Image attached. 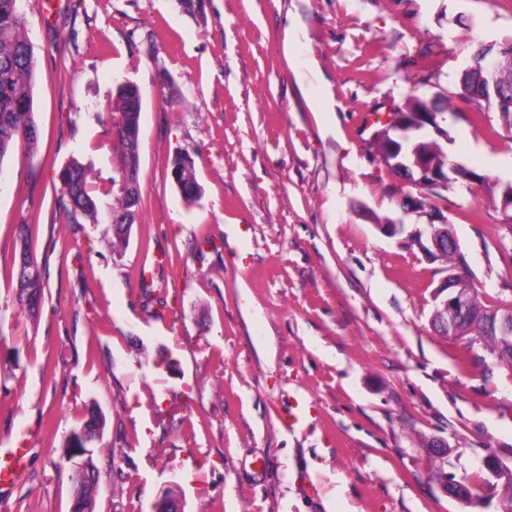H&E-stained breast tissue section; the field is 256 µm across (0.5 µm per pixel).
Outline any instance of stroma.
Listing matches in <instances>:
<instances>
[{"mask_svg":"<svg viewBox=\"0 0 512 512\" xmlns=\"http://www.w3.org/2000/svg\"><path fill=\"white\" fill-rule=\"evenodd\" d=\"M55 2H21L40 151L0 161V445L30 450L0 512H72L65 444L92 407L95 512H153L174 485L185 512H504L488 490L474 507L441 495L425 444L447 441L459 478L491 450L512 462V369L434 329L448 265L418 244L429 220L401 211L406 183L361 117L412 87L452 95L478 43L512 38V5ZM121 80L143 99L141 205L116 247ZM470 113L447 115L443 149L511 182L498 114ZM181 154L199 201L171 178ZM73 158L95 175L97 223L59 209ZM435 204L481 300L512 302L499 198L457 183ZM24 223L46 285L32 315L15 292Z\"/></svg>","mask_w":512,"mask_h":512,"instance_id":"obj_1","label":"stroma"}]
</instances>
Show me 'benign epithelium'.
<instances>
[{"label": "benign epithelium", "mask_w": 512, "mask_h": 512, "mask_svg": "<svg viewBox=\"0 0 512 512\" xmlns=\"http://www.w3.org/2000/svg\"><path fill=\"white\" fill-rule=\"evenodd\" d=\"M409 114L393 106L383 116L390 136L385 138L386 149L382 161L389 167L395 168L407 176V180L420 188L446 186L448 182L459 177L457 170L438 168L430 163L426 156L415 151H408L406 141L409 126ZM432 253L440 254L443 247L457 244L448 236L447 228L437 224L429 225ZM459 272L449 271L443 284L439 287L440 294L436 295V305L432 320L444 327L450 335L460 333L463 322L476 326L481 324L490 332H497L502 339L512 337V323L495 316L494 311H482L480 315L473 314V303L470 299V289L457 285ZM428 448L434 457V480L441 494L460 504L468 505L473 498L464 494L463 481L456 479L452 473L445 471L442 464L448 457V442L443 439L428 441ZM90 455L88 448H69L65 456L73 463L72 476L76 477L86 472V462ZM486 470L492 482L512 479V464L505 463L496 453L490 452L483 459ZM155 512H184L180 491L174 487L167 489L157 500Z\"/></svg>", "instance_id": "obj_1"}]
</instances>
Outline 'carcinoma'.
<instances>
[{
    "mask_svg": "<svg viewBox=\"0 0 512 512\" xmlns=\"http://www.w3.org/2000/svg\"><path fill=\"white\" fill-rule=\"evenodd\" d=\"M21 0H0V162L20 144L33 154L37 152L40 134L34 118L33 89L36 78V60L33 45L24 26L20 6ZM496 91H488L479 77L467 70L462 71L459 100L477 104L471 120L475 124L484 122L490 111L499 113V119L508 132L512 133V62L502 63L495 75ZM400 109L414 115L428 116L432 112H451L453 103L448 97L427 99L416 90H411ZM112 113L119 116L116 123L117 138L113 141L120 158V184L118 199L112 207L111 221L115 222V243L125 244L128 231L135 219V212L141 203L138 184L139 155L138 136L140 131L141 99L138 90L131 85L118 88L112 100ZM422 150L429 160L439 167L453 163L436 142H421ZM171 176L182 197L188 201L200 198L201 187L196 178L194 163L186 155H178L171 163ZM61 184L60 207L74 223L78 218L97 221V206L91 195L89 169L78 160H72L58 173ZM31 225L19 228L18 262L27 265L28 278L20 283L27 291L29 306H35L41 297L44 284L32 249ZM439 258L449 268L462 271L465 258L460 247L444 251ZM462 337L479 343L499 364L512 369V341H504L495 335H485L465 325L461 326ZM105 417L93 408L87 419L74 430L67 443L87 436L94 441L102 434ZM75 498L84 506L95 508L97 481H76Z\"/></svg>",
    "mask_w": 512,
    "mask_h": 512,
    "instance_id": "obj_1",
    "label": "carcinoma"
}]
</instances>
